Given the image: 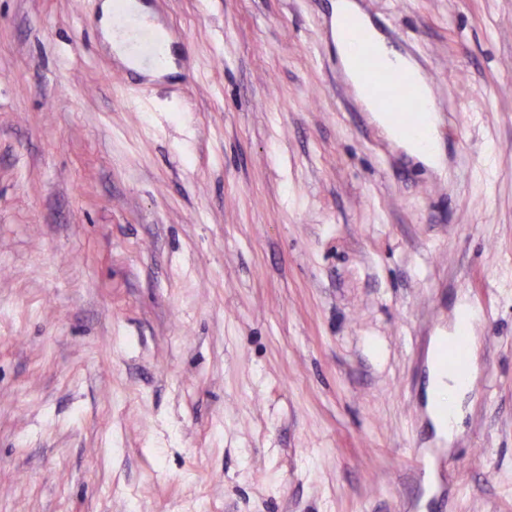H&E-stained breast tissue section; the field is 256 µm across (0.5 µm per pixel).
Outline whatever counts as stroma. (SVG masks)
I'll use <instances>...</instances> for the list:
<instances>
[{"label":"stroma","mask_w":512,"mask_h":512,"mask_svg":"<svg viewBox=\"0 0 512 512\" xmlns=\"http://www.w3.org/2000/svg\"><path fill=\"white\" fill-rule=\"evenodd\" d=\"M356 2L434 72L438 166L334 0H150L162 80L103 0H0V512H512V0ZM341 34L353 44L356 55L352 65L373 103L374 111L389 114L403 127L406 137L427 145L426 124L431 103L417 83L406 74L394 72L385 65L365 27L346 24ZM468 334V329L465 326H462L457 335L454 342L456 344L446 346V349L444 351L443 360L444 365L447 369H452L454 372H458L463 375V371L465 368L464 363V356H465V345H466V336ZM458 350L460 352V362L459 364L456 363L454 353ZM446 378L448 379V382H446ZM432 387L435 406L432 409L431 416L435 421L439 432L442 435L448 436V438L452 437L459 422L457 405L454 421L452 420L451 411H448V407L445 409V412L448 413V417L441 412L440 408L444 403L448 402V394L449 402L453 407L455 402L457 403L458 398L468 389H464L463 381H459L456 378H452L445 374L437 357L434 359V367L432 369Z\"/></svg>","instance_id":"1"}]
</instances>
